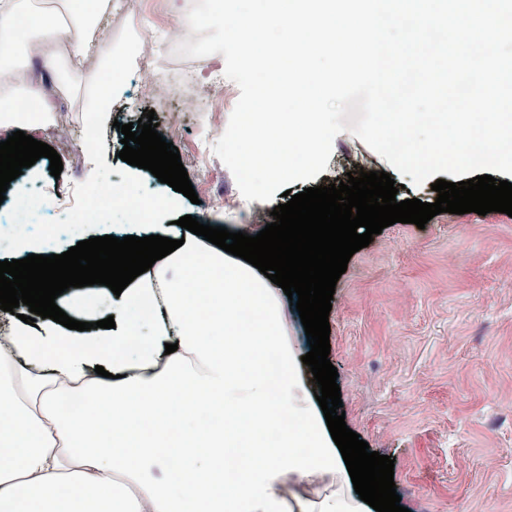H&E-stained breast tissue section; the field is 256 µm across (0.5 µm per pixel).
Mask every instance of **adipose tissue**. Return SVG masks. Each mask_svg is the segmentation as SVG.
I'll return each mask as SVG.
<instances>
[{
    "label": "adipose tissue",
    "instance_id": "obj_1",
    "mask_svg": "<svg viewBox=\"0 0 512 512\" xmlns=\"http://www.w3.org/2000/svg\"><path fill=\"white\" fill-rule=\"evenodd\" d=\"M113 8L112 0H74L65 20L32 0H0L1 131L34 111L41 122L55 120L50 72L77 80L89 112L121 95V73L103 84L89 72L93 58L112 70V46L93 32ZM21 15L30 18L41 67L17 60ZM172 207L157 193L144 223L181 245L113 299L114 328L88 334L49 318L17 319L0 344V512H367L358 494L336 488L350 475L300 394L296 350L278 336L279 286L162 223ZM243 307L257 315L256 327H239ZM272 352L282 363L276 380L265 368ZM68 393L84 399L82 419L58 414ZM288 416L306 427H288ZM229 454L245 461L238 476L224 469ZM287 485L313 493L288 499Z\"/></svg>",
    "mask_w": 512,
    "mask_h": 512
}]
</instances>
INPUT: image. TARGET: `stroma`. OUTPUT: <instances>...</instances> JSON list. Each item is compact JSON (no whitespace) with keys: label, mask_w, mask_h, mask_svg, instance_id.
I'll return each instance as SVG.
<instances>
[{"label":"stroma","mask_w":512,"mask_h":512,"mask_svg":"<svg viewBox=\"0 0 512 512\" xmlns=\"http://www.w3.org/2000/svg\"><path fill=\"white\" fill-rule=\"evenodd\" d=\"M133 26L112 17L113 43L139 59L149 43L157 72L174 73L170 33L186 18L191 0L169 9L165 0H141ZM222 54L197 59L202 75L224 82V97L206 111H183L179 98L157 102L139 78L127 72L122 96L102 122L94 152L113 181L136 185L153 195L159 181L142 178L123 162L117 124L137 122L155 111L158 133L181 121L176 139L181 161L198 203L176 194L171 220L191 215L233 232L257 234L270 214L254 216L231 171L213 153L240 91L226 80ZM390 173L398 200L434 202L430 183L416 186L393 171L359 138L335 137L325 171L305 186L345 180L347 155ZM224 196L223 205L211 197ZM67 308L75 320L89 322L111 305L107 289L69 288ZM331 363L337 368L347 426L370 450L390 456L401 506L409 512H512V217L442 213L425 228L397 223L374 236L351 257L339 278L329 313Z\"/></svg>","instance_id":"stroma-1"}]
</instances>
